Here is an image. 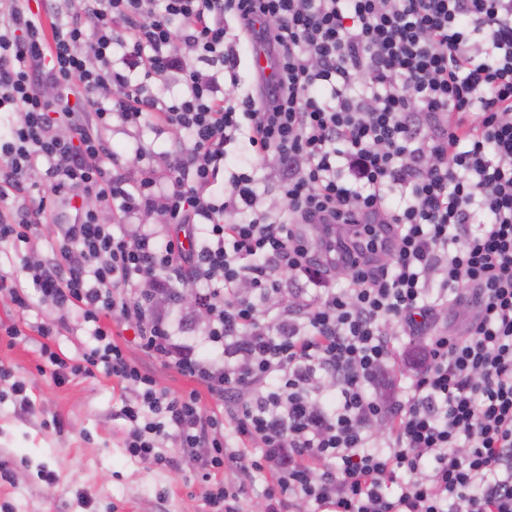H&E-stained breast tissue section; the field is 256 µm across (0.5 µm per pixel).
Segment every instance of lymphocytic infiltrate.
I'll return each mask as SVG.
<instances>
[{
	"label": "lymphocytic infiltrate",
	"instance_id": "f902f5d3",
	"mask_svg": "<svg viewBox=\"0 0 512 512\" xmlns=\"http://www.w3.org/2000/svg\"><path fill=\"white\" fill-rule=\"evenodd\" d=\"M43 2L0 0V112L14 116L0 138V242L29 243L41 226L44 207L13 200L45 167L51 192L75 201L52 262L24 267L56 315L36 328L54 384L99 368L132 389L126 453L167 464L176 448L202 469L214 512H238L223 470L272 473L267 512L297 500L512 512V0H82L50 27ZM243 39L275 47L265 98L240 87ZM173 74L176 93L152 91ZM115 85L119 97L94 105ZM113 120L166 127L190 148L166 182L146 168L127 184L107 165L100 130ZM240 136L252 152L212 197ZM270 155L282 203L265 208ZM144 212L162 231L129 229ZM186 273L215 284L206 356L154 307ZM288 281L293 303L267 319L263 302ZM73 316L93 343L69 355L49 340ZM114 321L233 404L231 418L158 387L113 341ZM399 331L422 337V359L383 400L372 389Z\"/></svg>",
	"mask_w": 512,
	"mask_h": 512
}]
</instances>
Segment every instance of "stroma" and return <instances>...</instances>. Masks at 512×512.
Instances as JSON below:
<instances>
[{
  "instance_id": "obj_1",
  "label": "stroma",
  "mask_w": 512,
  "mask_h": 512,
  "mask_svg": "<svg viewBox=\"0 0 512 512\" xmlns=\"http://www.w3.org/2000/svg\"><path fill=\"white\" fill-rule=\"evenodd\" d=\"M105 140L111 168L131 184L145 167L166 177L180 155L174 132L150 126L137 131L115 125ZM52 230L41 226L40 238L18 252L0 243V269L17 272L23 260H51ZM23 286L31 302L23 315H15L10 300L0 295V319L15 317L23 332L14 346L0 344V365L24 382L32 402L20 410L11 390L0 391V467L13 473L12 483H0V506L7 512H209L208 485L195 464L178 456L160 467L126 454L118 417L122 396L112 378L100 373L54 385L36 333L37 325L50 321L49 308L31 281ZM118 342L159 387L177 394L192 389L187 378L145 355L132 331ZM56 417L62 429H55Z\"/></svg>"
}]
</instances>
